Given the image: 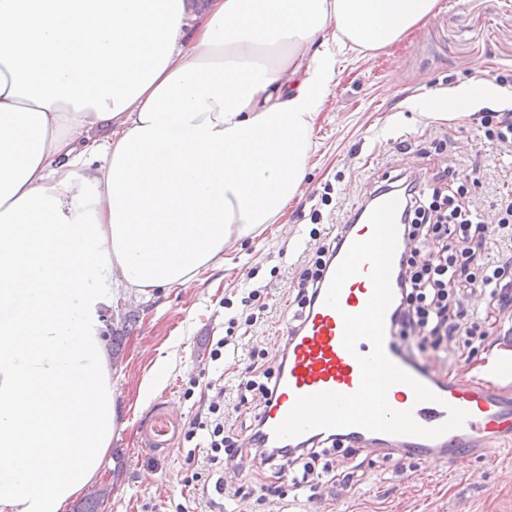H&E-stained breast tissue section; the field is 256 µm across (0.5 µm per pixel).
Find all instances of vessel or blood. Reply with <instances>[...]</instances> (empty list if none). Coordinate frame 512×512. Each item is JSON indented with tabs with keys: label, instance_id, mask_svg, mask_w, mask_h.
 <instances>
[{
	"label": "vessel or blood",
	"instance_id": "vessel-or-blood-1",
	"mask_svg": "<svg viewBox=\"0 0 512 512\" xmlns=\"http://www.w3.org/2000/svg\"><path fill=\"white\" fill-rule=\"evenodd\" d=\"M368 213H361L358 223L341 230L338 256H345L350 244L367 239L372 228ZM330 262L318 290L299 319L288 342V352L278 361L276 398L263 415L262 431L269 445L295 449L324 437H332L355 448H371L383 455L403 459L439 457L459 470L478 455L496 452L495 441H512V355L495 357L485 370L486 378L477 381L463 374L440 377L417 366L396 347L394 310L385 315L387 336L384 348L389 359L433 391V402H416L412 389L404 384L393 385L387 394L389 405L398 411L412 410L415 421L424 427H435L448 417L449 408L467 411L464 425L436 438L372 432L361 427L314 428L298 436L278 439L275 428L283 422L295 405L297 397L320 392L351 394L361 382L356 354L343 346V313L355 314L366 305L372 294L367 273L351 277L340 294L339 308L326 305L325 297L337 269Z\"/></svg>",
	"mask_w": 512,
	"mask_h": 512
}]
</instances>
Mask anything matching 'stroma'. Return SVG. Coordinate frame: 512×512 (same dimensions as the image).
<instances>
[{
  "instance_id": "1",
  "label": "stroma",
  "mask_w": 512,
  "mask_h": 512,
  "mask_svg": "<svg viewBox=\"0 0 512 512\" xmlns=\"http://www.w3.org/2000/svg\"><path fill=\"white\" fill-rule=\"evenodd\" d=\"M479 63L473 71L471 63ZM512 65V0H440V9L391 48L348 54L337 68L328 103L314 133L318 144L301 194L281 223L266 229L245 248L228 250L224 262L188 288H166L151 302L127 299L121 315L136 323L115 358L113 382L124 428L112 439V452L96 480L79 496L95 499L100 487L111 494L99 512H176L188 495L183 424L203 403L205 385L224 380L225 429L237 436V385L252 353L284 336L304 268L311 230L336 234L346 212L358 209L386 175L428 181L454 165L467 181L480 163L481 183L466 196L481 214L497 213L496 189L512 172V156L501 154L472 115L451 120L428 118L420 109L429 95L471 80L491 79ZM449 137L448 146L438 140ZM408 150H398L400 138ZM259 291L267 308L256 325L245 327L241 299ZM229 338L234 349L211 361L209 347ZM416 358L432 369L477 373L492 355L512 350V334L490 327L484 344L460 359L442 362L437 352L417 349ZM166 371L159 391L141 401L140 386L156 364ZM356 470L338 491L320 486L286 487L282 500H260L264 468L246 466L239 479L251 483L248 498L225 493L224 512H512V445L495 456L477 458L470 468L478 479L451 471L441 460H401L364 450L350 459Z\"/></svg>"
}]
</instances>
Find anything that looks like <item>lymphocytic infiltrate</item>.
I'll use <instances>...</instances> for the list:
<instances>
[{"instance_id": "f902f5d3", "label": "lymphocytic infiltrate", "mask_w": 512, "mask_h": 512, "mask_svg": "<svg viewBox=\"0 0 512 512\" xmlns=\"http://www.w3.org/2000/svg\"><path fill=\"white\" fill-rule=\"evenodd\" d=\"M458 173L446 167L425 183L418 179L403 181L399 189L406 199L403 234L412 247L401 258L397 274L399 303L394 321V333L400 337L416 335L420 348L436 352H465L475 342L485 340L483 322L475 319L464 307L465 293L481 290L498 299L501 306L512 305V284L505 277L512 262L489 257L485 251L489 235L477 210L460 204L445 191L448 182ZM339 242L334 238L316 239L310 249L307 266L301 274L295 297L297 307H304L318 288L324 269L335 255ZM213 396L206 414H195L184 425L185 440H193L198 432H206L209 468H196L186 478L197 500L216 512L217 494L224 491V477L218 467L225 459L244 456L270 464L285 461L287 468L277 471L276 482L265 485L266 495L282 496L281 478H290L294 486L320 479L315 463L327 455L325 440H318L296 450L269 447L262 432V414L272 404L275 393V373L267 369L261 379H249L240 405L257 397L256 411L248 424L242 425L251 443L250 449L226 448L224 436V382L216 378L209 382Z\"/></svg>"}]
</instances>
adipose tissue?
<instances>
[{
	"label": "adipose tissue",
	"mask_w": 512,
	"mask_h": 512,
	"mask_svg": "<svg viewBox=\"0 0 512 512\" xmlns=\"http://www.w3.org/2000/svg\"><path fill=\"white\" fill-rule=\"evenodd\" d=\"M438 7L0 0V512H67L98 478L121 426L107 315L283 217L341 56Z\"/></svg>",
	"instance_id": "1"
}]
</instances>
